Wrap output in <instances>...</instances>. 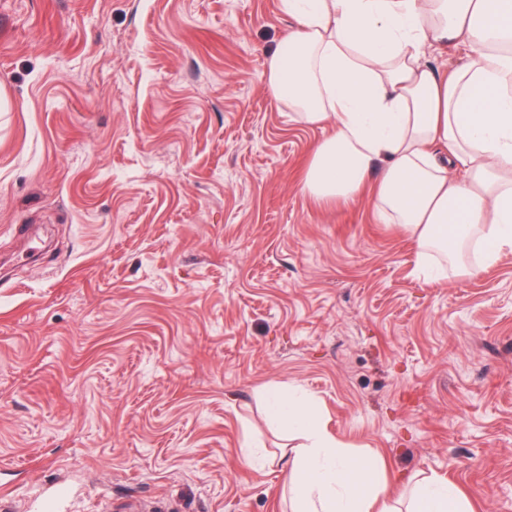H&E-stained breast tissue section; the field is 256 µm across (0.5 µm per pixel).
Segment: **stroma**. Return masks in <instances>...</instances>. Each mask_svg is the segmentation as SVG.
Here are the masks:
<instances>
[{
    "mask_svg": "<svg viewBox=\"0 0 512 512\" xmlns=\"http://www.w3.org/2000/svg\"><path fill=\"white\" fill-rule=\"evenodd\" d=\"M289 30L279 0H0V512H289L288 385L386 483L512 512V252L432 281L371 189L305 196Z\"/></svg>",
    "mask_w": 512,
    "mask_h": 512,
    "instance_id": "stroma-1",
    "label": "stroma"
}]
</instances>
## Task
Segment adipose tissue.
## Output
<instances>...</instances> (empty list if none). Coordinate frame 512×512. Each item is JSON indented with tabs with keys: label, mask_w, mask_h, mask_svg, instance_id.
<instances>
[{
	"label": "adipose tissue",
	"mask_w": 512,
	"mask_h": 512,
	"mask_svg": "<svg viewBox=\"0 0 512 512\" xmlns=\"http://www.w3.org/2000/svg\"><path fill=\"white\" fill-rule=\"evenodd\" d=\"M291 30L267 85L298 121L327 128L303 192L348 201L373 184L379 223L399 224L420 264L452 244L484 263L512 250V0H280ZM466 56L442 75L425 48ZM459 169L463 179H450ZM270 421L301 444L289 461L294 512H397L377 460L351 456L296 389L271 388ZM411 512H470L449 482L422 480Z\"/></svg>",
	"instance_id": "adipose-tissue-1"
}]
</instances>
